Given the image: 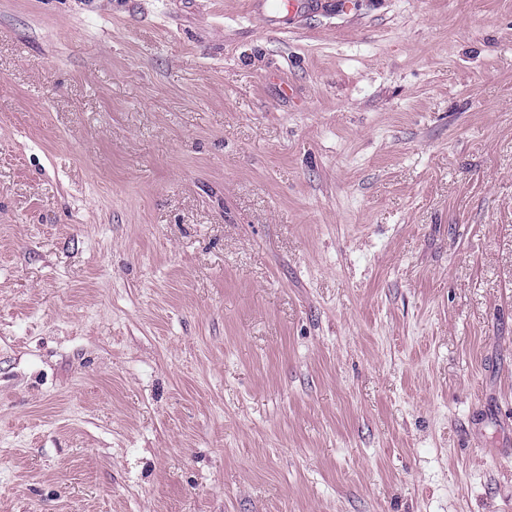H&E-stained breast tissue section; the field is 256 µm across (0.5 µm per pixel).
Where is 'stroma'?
Listing matches in <instances>:
<instances>
[{
	"mask_svg": "<svg viewBox=\"0 0 512 512\" xmlns=\"http://www.w3.org/2000/svg\"><path fill=\"white\" fill-rule=\"evenodd\" d=\"M0 512H512V0H0Z\"/></svg>",
	"mask_w": 512,
	"mask_h": 512,
	"instance_id": "35a3bbf8",
	"label": "stroma"
}]
</instances>
